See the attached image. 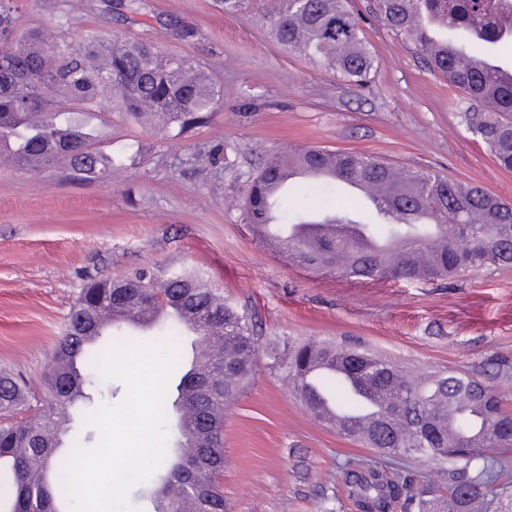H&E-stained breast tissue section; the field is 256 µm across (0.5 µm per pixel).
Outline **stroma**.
I'll list each match as a JSON object with an SVG mask.
<instances>
[{"instance_id": "35a3bbf8", "label": "stroma", "mask_w": 512, "mask_h": 512, "mask_svg": "<svg viewBox=\"0 0 512 512\" xmlns=\"http://www.w3.org/2000/svg\"><path fill=\"white\" fill-rule=\"evenodd\" d=\"M22 2L31 24L73 47L142 38L198 61L222 86L224 106L188 137L171 138L105 100L100 149L134 157L106 184L0 168V368L40 382L88 278L192 271L262 342L250 384L224 413L220 485L231 512H357L343 473L377 457L320 426L265 341L360 346L411 379L466 371L512 410V268L411 282L322 277L267 251L230 205L270 156L306 146L374 154L512 202V171L473 138L466 103L410 40L366 16L377 70L357 87L283 52L257 5L227 14L219 0H148V15L130 21L108 0L73 12L67 0ZM170 19L190 36H176ZM219 152L227 165L211 164Z\"/></svg>"}]
</instances>
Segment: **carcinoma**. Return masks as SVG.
Masks as SVG:
<instances>
[{"label":"carcinoma","mask_w":512,"mask_h":512,"mask_svg":"<svg viewBox=\"0 0 512 512\" xmlns=\"http://www.w3.org/2000/svg\"><path fill=\"white\" fill-rule=\"evenodd\" d=\"M115 12L134 19L147 14V0H115ZM372 9L390 30L407 36L429 69L448 80L460 101L469 104V132L489 149L499 168L512 171V80L505 83L485 68L464 64L454 48L464 41L467 56L485 62L501 45L512 44V0H372ZM17 0H0V163L19 169H51L72 181L105 183L132 157L106 155L97 147L94 122L102 98L117 94L126 116L153 120L173 138L207 122L223 105L210 75L189 59L163 54L154 44L131 41L106 46L89 39L83 48L28 26ZM269 34L283 50L298 52L327 71L362 86L376 70L364 39L361 18L348 0H281L269 16ZM60 93L52 102L41 86ZM296 165L335 167L329 178L295 180L272 195L269 185ZM392 165L354 150L320 147L271 157L250 180L240 204L243 220L264 241L272 213L285 237L279 252L295 264L322 273L363 281L434 280L470 269L512 266V203L479 187L458 185L443 176L417 170L395 175ZM380 185L389 197L370 206L348 193L346 182ZM333 195L336 205L307 204L313 196ZM426 212L436 228L417 232L409 217ZM331 224L364 231L375 241L411 237L413 253L392 259L377 254L358 235L333 233L304 238L294 230ZM178 308L191 321L155 324L157 341L183 342L185 325L196 335L222 343L209 370L184 369L173 375L197 415L175 404L176 452L163 472L147 479L153 512H227L219 476L224 472V410L250 381L258 338L245 315L193 273L173 272L162 280L146 273L125 278H91L74 304L55 349V362L31 391L17 376L0 372V512H73L63 487L65 461L60 447L68 432L63 417L91 383L99 359L113 344L128 342L131 317ZM316 363L339 365L363 390L375 394V417L348 423L339 433L387 454L389 448H425L446 466L445 487L422 484L414 474L385 461L362 460L344 473L360 512H431L439 492L448 494V512H512V493L498 484L508 463L498 450L512 447V416L503 399L479 378L460 371L410 381L389 361L367 349L307 342L274 357L299 399L311 411L317 397L306 393ZM317 389L339 406L356 404V394L334 376L319 379ZM406 406L396 405L399 395Z\"/></svg>","instance_id":"1"}]
</instances>
